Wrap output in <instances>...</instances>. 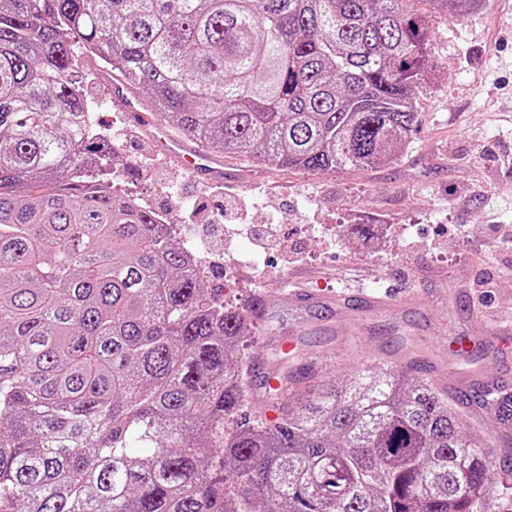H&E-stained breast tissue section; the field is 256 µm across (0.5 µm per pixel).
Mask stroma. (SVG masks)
<instances>
[{
  "instance_id": "1",
  "label": "stroma",
  "mask_w": 512,
  "mask_h": 512,
  "mask_svg": "<svg viewBox=\"0 0 512 512\" xmlns=\"http://www.w3.org/2000/svg\"><path fill=\"white\" fill-rule=\"evenodd\" d=\"M433 26L439 66L415 90L417 128L397 161L311 173L227 155L223 181L202 183L168 162L149 134L113 143V192L168 213L200 248L212 238L233 248L253 240L247 230L231 240L225 225L189 223L191 212L217 207L222 188L249 223L279 225L263 270H235L223 292L225 304L264 307L243 341L264 374L291 351L316 377L342 383L357 366L399 364L411 352L451 390L485 375L512 382V339L476 337L461 363L449 362L446 344L450 327L512 317V0H481L466 19L446 10ZM107 77L102 63L81 57L78 78L101 123L125 124ZM173 188L185 208L173 209ZM357 283L378 295L392 284L422 302L360 322L320 307L299 325L283 298L292 284L331 296Z\"/></svg>"
}]
</instances>
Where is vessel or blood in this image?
<instances>
[{"label":"vessel or blood","instance_id":"1","mask_svg":"<svg viewBox=\"0 0 512 512\" xmlns=\"http://www.w3.org/2000/svg\"><path fill=\"white\" fill-rule=\"evenodd\" d=\"M126 90V85L122 83H114L110 86L113 100L124 107L129 127L149 131L166 158L193 178L205 183L223 180L224 165L220 160L207 150L192 146L182 136L170 132L158 113L142 112L128 97ZM286 298L303 310H309L327 302L324 295L301 287L290 290ZM391 303L392 300L389 297L367 293L360 288L343 291L336 296L338 307L350 309L357 315L389 307Z\"/></svg>","mask_w":512,"mask_h":512}]
</instances>
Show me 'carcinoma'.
<instances>
[{"mask_svg":"<svg viewBox=\"0 0 512 512\" xmlns=\"http://www.w3.org/2000/svg\"><path fill=\"white\" fill-rule=\"evenodd\" d=\"M409 0H0V512H495L497 448L396 365L243 415L250 308L156 212L91 184L73 41L214 155L395 160L436 70ZM469 15L477 0H428ZM512 431V398L490 406Z\"/></svg>","mask_w":512,"mask_h":512,"instance_id":"1","label":"carcinoma"}]
</instances>
